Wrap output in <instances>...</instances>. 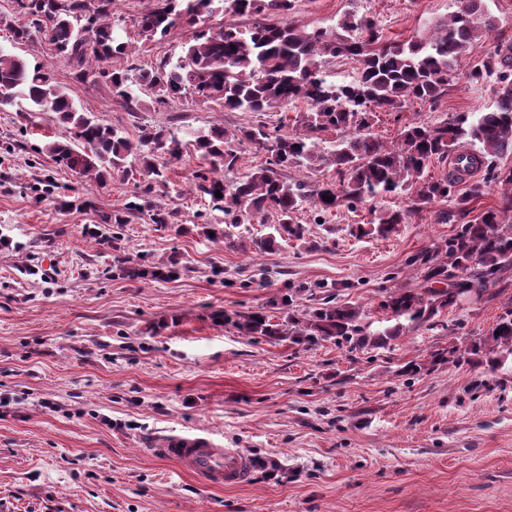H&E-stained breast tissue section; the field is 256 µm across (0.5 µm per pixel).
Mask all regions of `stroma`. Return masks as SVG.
I'll use <instances>...</instances> for the list:
<instances>
[{"mask_svg": "<svg viewBox=\"0 0 512 512\" xmlns=\"http://www.w3.org/2000/svg\"><path fill=\"white\" fill-rule=\"evenodd\" d=\"M487 4L497 27L473 44L440 101L378 113L379 139L492 105L493 82L468 73L495 45L512 46V0ZM456 5L296 0L289 19L328 28L356 13L408 39ZM22 21L14 0H0V49L43 66L78 105L128 135L143 123L183 136L259 119L192 96L161 107L144 89L126 105L110 85L80 80L46 41L15 43ZM191 37L173 29L138 43L122 64L177 61ZM68 136L48 113L0 107V512H512V361L494 370L431 361L487 334L512 301V271L380 349H307L241 328L250 313L279 314L285 297L309 309L332 294L362 307L368 333H379L386 296L420 287L419 256L497 205L495 183L451 223H436L428 208L384 238L357 234L374 203L338 208L319 224L305 211L303 240L258 255L203 236V221L223 215L195 194L198 164L188 158L151 196L175 223H106L143 179L79 178L42 151L47 138ZM61 198L71 207L59 208ZM136 256L178 259V275L123 276ZM191 428L249 451L250 482L207 489L147 452L152 437Z\"/></svg>", "mask_w": 512, "mask_h": 512, "instance_id": "35a3bbf8", "label": "stroma"}]
</instances>
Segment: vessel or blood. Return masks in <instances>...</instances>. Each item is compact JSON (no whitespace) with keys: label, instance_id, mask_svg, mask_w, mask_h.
I'll return each mask as SVG.
<instances>
[{"label":"vessel or blood","instance_id":"vessel-or-blood-1","mask_svg":"<svg viewBox=\"0 0 512 512\" xmlns=\"http://www.w3.org/2000/svg\"><path fill=\"white\" fill-rule=\"evenodd\" d=\"M151 452L177 463L208 487H239L252 473L251 457L243 449L225 447L214 433L198 429L163 435L153 441Z\"/></svg>","mask_w":512,"mask_h":512}]
</instances>
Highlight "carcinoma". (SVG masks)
<instances>
[{
	"label": "carcinoma",
	"mask_w": 512,
	"mask_h": 512,
	"mask_svg": "<svg viewBox=\"0 0 512 512\" xmlns=\"http://www.w3.org/2000/svg\"><path fill=\"white\" fill-rule=\"evenodd\" d=\"M23 2L20 13L31 17V23L14 28V42L30 40L31 25L44 23L45 36L59 60L77 68L84 81L109 83L112 93L127 104L135 101L134 86L151 90L160 105L187 95L244 113L269 112L296 101L305 104V111L295 117L298 129L289 133L279 124L262 122L242 124L232 132L212 126L184 140L142 125L137 137L131 138L94 119L46 69L31 67L0 49V95L50 112L72 134L44 144L43 151L56 163L98 181L124 180L134 170L143 177L141 194L112 211V223L126 224L142 213L153 224L175 223V213L149 196L156 184L167 182L170 165L189 154L204 164L193 173L196 191L209 200L211 209L224 214V225L207 222L203 235L214 241L225 239L232 246L235 239L226 225L267 224L272 232L250 238L255 253L271 249L280 239L302 240L304 227L296 213L306 206L323 215L340 206L352 208L367 200L410 193L409 209H386L357 227L361 236L386 237L411 212L435 202L468 210L485 184L494 181L503 188L499 204L474 222L460 225L436 254L421 258L427 265L421 287L388 296L382 307L420 326L454 305L458 297L482 294L488 282L512 268V166L494 163L512 157L511 55L497 46L487 61L469 71L474 82L496 77L495 103L476 119L461 115L439 124H407L390 145L371 132L379 112H401L412 100L435 104L442 98L472 44L496 28L486 0H459L447 18L406 40L388 39L374 20L352 13L343 15L330 30L292 24L287 16L293 0H227L228 9L250 19L244 28L213 23L214 0H156L137 22L142 39L158 41L183 23L194 29V37L177 62L162 60L135 75L112 65L128 54L130 45L115 32L110 18L114 0H97L87 36L81 34L79 22L89 11V0ZM327 57L354 63L351 80H332L322 68ZM329 130L337 137L326 146L321 133ZM245 144L266 152L268 158L265 165L240 173L237 163ZM450 157L453 168L445 176H426L430 164L445 163ZM325 164L336 167L339 181L313 187L288 181L291 168L316 170ZM483 171L485 179L473 180ZM464 183L466 192L455 193V187ZM217 190L222 196H216ZM325 195L332 200H324ZM177 265L175 259L152 266L136 261L126 274L164 280ZM362 319L360 307L338 305L331 294L299 317L290 314L274 322L266 314H253L241 327L249 336L286 337L308 347L334 340L352 349L383 347L403 330L397 324L380 336H370ZM479 353L490 356L493 369L512 356V305L505 307L483 339L449 351L457 362H469Z\"/></svg>",
	"instance_id": "1"
}]
</instances>
